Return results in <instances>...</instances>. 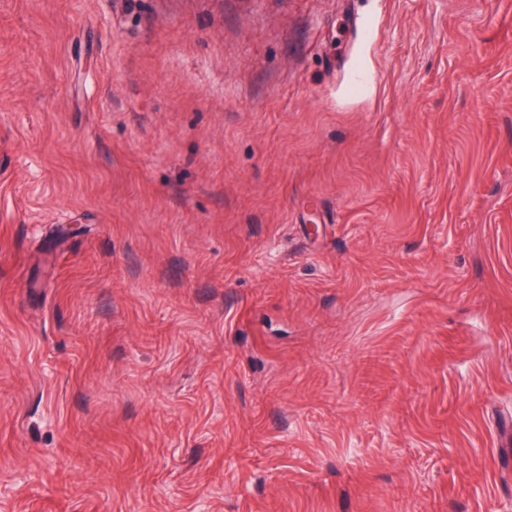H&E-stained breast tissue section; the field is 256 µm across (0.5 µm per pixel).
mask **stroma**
<instances>
[{
	"mask_svg": "<svg viewBox=\"0 0 512 512\" xmlns=\"http://www.w3.org/2000/svg\"><path fill=\"white\" fill-rule=\"evenodd\" d=\"M0 512H512V0H0Z\"/></svg>",
	"mask_w": 512,
	"mask_h": 512,
	"instance_id": "35a3bbf8",
	"label": "stroma"
}]
</instances>
